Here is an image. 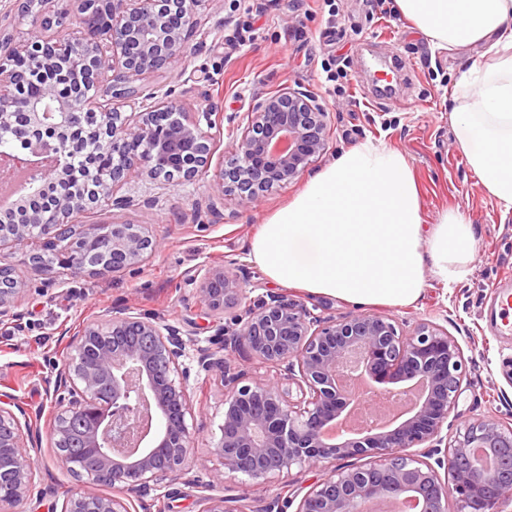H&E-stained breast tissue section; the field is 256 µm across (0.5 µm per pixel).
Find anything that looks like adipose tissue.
<instances>
[{
  "mask_svg": "<svg viewBox=\"0 0 512 512\" xmlns=\"http://www.w3.org/2000/svg\"><path fill=\"white\" fill-rule=\"evenodd\" d=\"M435 47L480 44L450 114L457 147L485 193L512 213V0H395ZM473 226L461 211L423 223L411 167L381 140L344 151L272 214L251 257L277 286L361 305L404 306L428 278L451 287L470 274Z\"/></svg>",
  "mask_w": 512,
  "mask_h": 512,
  "instance_id": "ef3b65f1",
  "label": "adipose tissue"
}]
</instances>
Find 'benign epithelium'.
<instances>
[{
  "label": "benign epithelium",
  "mask_w": 512,
  "mask_h": 512,
  "mask_svg": "<svg viewBox=\"0 0 512 512\" xmlns=\"http://www.w3.org/2000/svg\"><path fill=\"white\" fill-rule=\"evenodd\" d=\"M21 2L0 11V116L12 120L17 141L0 158L18 165L33 154L47 163L27 195L0 205V218L14 217L11 224L0 221V323L16 320L29 290L4 262L6 253L21 256L36 273L56 266L72 278L107 280L161 250L164 237L140 224L117 217L110 224L81 223L104 202L117 210L129 206L119 191L131 174L159 180L175 172L187 182L211 176L206 208L218 218L224 201L258 205L325 150L329 112L310 95L284 87L243 117L228 145L229 166L213 168V138L205 128L217 123L208 106L192 111L169 94L144 93L139 81L186 60L194 37H200L196 48L204 47L208 33L200 30L199 15L213 0H41L32 28L17 41L8 20ZM72 55L80 58L73 70L97 94L66 90L67 76L27 87L29 67L52 70ZM126 105L135 111L123 112ZM77 135L99 140L123 159L91 203L72 195L63 164L67 150L79 145ZM47 190L56 200L50 215L33 204ZM49 252L56 255L53 267L40 261ZM192 282L194 294L214 311L241 303L249 284L234 263L209 268ZM216 335L224 344L214 350L163 320L120 311L70 338L74 354L53 381L60 398L50 435L63 466L117 493H78L61 512H131L133 500L183 475L191 446L186 359L197 372L224 378V423L212 453L228 471L266 483L294 464L322 470L295 512H365L369 500L390 495L416 500L418 512H448L451 498L466 512H480L487 490L512 502V428L481 420L451 443L443 432L465 366L463 349L448 331L420 322L405 335L389 315L325 317L302 300L270 292L253 300L235 329L222 326ZM228 352L257 357L277 369L276 376L244 384L227 372ZM354 354L369 381L413 380L419 394L392 429L331 439L326 430L352 404L342 378ZM38 440L28 410L1 394L0 512H26ZM354 456L365 461L336 465Z\"/></svg>",
  "instance_id": "obj_1"
}]
</instances>
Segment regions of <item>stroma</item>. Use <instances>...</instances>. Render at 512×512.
<instances>
[{"label": "stroma", "instance_id": "obj_1", "mask_svg": "<svg viewBox=\"0 0 512 512\" xmlns=\"http://www.w3.org/2000/svg\"><path fill=\"white\" fill-rule=\"evenodd\" d=\"M294 2L289 8L284 0H254L259 12L249 16L236 0H217L200 16L202 29L209 33L206 47L182 64L147 76L145 92L160 95L170 89L192 106L199 91H208L215 110L225 115L214 137L217 164L231 160L227 146L232 117L243 116L284 87L313 96L330 114L326 150L311 173L369 138L384 140L401 152L417 180L425 223H434L443 210H460L474 228L477 249L471 272L460 285L446 289L429 281L416 303L386 306L382 312L406 331L422 319L436 323L461 345L466 376L448 416L449 436L479 419L512 423V384L502 374L503 361L512 357V334L497 324L493 293L497 287L512 290V214L503 215L484 193L478 175L455 145L449 117L454 84L480 61L481 47L435 49L401 13L391 8L385 18H377L366 0H336L332 8L323 0ZM246 22L255 29L254 40L232 45L234 28ZM379 33L389 36L390 47L411 67L410 79L400 81L396 93L388 96L373 92L369 56L361 51L363 43ZM327 63L342 70L344 94L325 87L322 68ZM303 186L298 180L273 188L252 208L225 203L224 216L218 219L206 210L209 179L176 184L135 177L123 188L132 206L117 214L102 206L86 221L108 224L117 216L158 232L165 245L149 262L108 280L86 276L76 281L61 273L37 275L17 265L31 290L19 306V324H0V394L11 395L29 409L41 436L30 497L37 512L79 492H112L87 477H75L58 462L51 443L58 402L47 394L45 381L55 377L71 355L70 336L83 323L108 319L113 311L124 309L192 329L199 345H212L216 324H229L234 312L211 311L193 297L190 279L234 259L247 265L255 294L271 290V282L250 256V244L265 220ZM189 384L192 408L186 423L192 444L187 477L133 503L131 512H199L205 495L226 497L231 512L243 505L255 510L275 495L305 493L319 479V471L299 465L266 485L228 472L223 460L211 453L224 421L221 377L193 376Z\"/></svg>", "mask_w": 512, "mask_h": 512}]
</instances>
